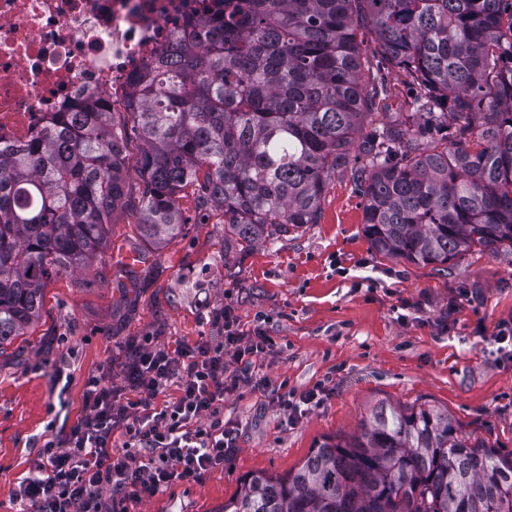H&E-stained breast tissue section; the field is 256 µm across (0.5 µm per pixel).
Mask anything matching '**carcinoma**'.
Listing matches in <instances>:
<instances>
[{
	"label": "carcinoma",
	"mask_w": 512,
	"mask_h": 512,
	"mask_svg": "<svg viewBox=\"0 0 512 512\" xmlns=\"http://www.w3.org/2000/svg\"><path fill=\"white\" fill-rule=\"evenodd\" d=\"M362 24L416 84L420 120L383 112L364 132L388 92L361 79ZM136 94L122 118L90 100L0 149V355L49 281L90 268L115 211L160 246L188 223L189 189L249 250L317 223L328 180L349 169L380 256L512 251V0H220L202 30L173 34ZM221 512H512V456L446 409L380 402L297 471L247 474Z\"/></svg>",
	"instance_id": "obj_1"
}]
</instances>
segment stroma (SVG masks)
<instances>
[{"mask_svg": "<svg viewBox=\"0 0 512 512\" xmlns=\"http://www.w3.org/2000/svg\"><path fill=\"white\" fill-rule=\"evenodd\" d=\"M181 206L189 222L167 246L139 243L132 212L112 216L109 247L84 272L53 279L40 319L0 356V512L38 461L33 440L63 437L84 415L86 378L120 369L131 345L175 349L217 335L213 310L232 307L243 329L263 325L274 342L255 360L264 386L224 397L236 442L200 482L173 481L139 500L112 492L118 512H220L241 479L298 469L323 441L357 433L378 402L448 410L459 430L512 453V357L494 340L512 322V252L473 251L445 266L379 257L363 230V200L350 171L334 174L314 224L244 250L224 241V217ZM408 319H397L400 307ZM69 383L53 392L50 365ZM325 395L295 423L274 402L279 385Z\"/></svg>", "mask_w": 512, "mask_h": 512, "instance_id": "1", "label": "stroma"}]
</instances>
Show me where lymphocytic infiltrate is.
Masks as SVG:
<instances>
[{
	"label": "lymphocytic infiltrate",
	"instance_id": "obj_1",
	"mask_svg": "<svg viewBox=\"0 0 512 512\" xmlns=\"http://www.w3.org/2000/svg\"><path fill=\"white\" fill-rule=\"evenodd\" d=\"M209 320L220 333L208 340L173 351L132 348L122 385L104 374L87 378L83 417L65 439L44 441L37 472L16 490L28 512H112L108 491L138 500L223 466L236 434L219 408L226 393L252 382L254 359L272 342L262 327L241 329L231 307ZM229 347L235 350L230 362ZM171 381L180 394L166 401Z\"/></svg>",
	"mask_w": 512,
	"mask_h": 512
}]
</instances>
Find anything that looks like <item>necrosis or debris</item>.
Instances as JSON below:
<instances>
[{
    "mask_svg": "<svg viewBox=\"0 0 512 512\" xmlns=\"http://www.w3.org/2000/svg\"><path fill=\"white\" fill-rule=\"evenodd\" d=\"M214 0H0V147L33 136L88 97L126 112L134 80L187 16Z\"/></svg>",
    "mask_w": 512,
    "mask_h": 512,
    "instance_id": "4bbe7bcc",
    "label": "necrosis or debris"
}]
</instances>
